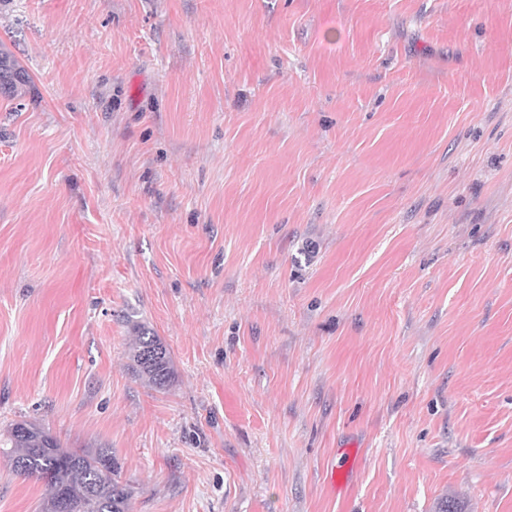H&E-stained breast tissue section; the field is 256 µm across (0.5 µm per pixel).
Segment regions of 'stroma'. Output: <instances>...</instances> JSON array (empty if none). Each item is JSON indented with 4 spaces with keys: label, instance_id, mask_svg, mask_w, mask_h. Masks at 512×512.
<instances>
[{
    "label": "stroma",
    "instance_id": "obj_1",
    "mask_svg": "<svg viewBox=\"0 0 512 512\" xmlns=\"http://www.w3.org/2000/svg\"><path fill=\"white\" fill-rule=\"evenodd\" d=\"M1 48L0 434L131 512H512V0H0ZM29 75L19 62L7 51H0V92L15 95L29 82ZM135 333L131 356L133 371L157 389H165L172 373L167 347L145 327H137ZM3 442L0 452L13 470L45 484L43 512H58L60 497L77 512H130L132 491L120 481V467L109 448L67 450L49 430L27 421L10 425ZM19 463H26L25 472L17 469Z\"/></svg>",
    "mask_w": 512,
    "mask_h": 512
}]
</instances>
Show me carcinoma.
Returning <instances> with one entry per match:
<instances>
[{
  "mask_svg": "<svg viewBox=\"0 0 512 512\" xmlns=\"http://www.w3.org/2000/svg\"><path fill=\"white\" fill-rule=\"evenodd\" d=\"M29 82V75L7 51H0V92L15 95ZM132 369L154 387L163 390L171 379L167 347L149 329L139 327L132 346ZM0 453L12 466L24 463L23 475L46 486L43 512H58L63 497L77 512H129L132 491L120 481V467L108 448L67 450L45 428L27 421L7 429Z\"/></svg>",
  "mask_w": 512,
  "mask_h": 512,
  "instance_id": "1",
  "label": "carcinoma"
}]
</instances>
